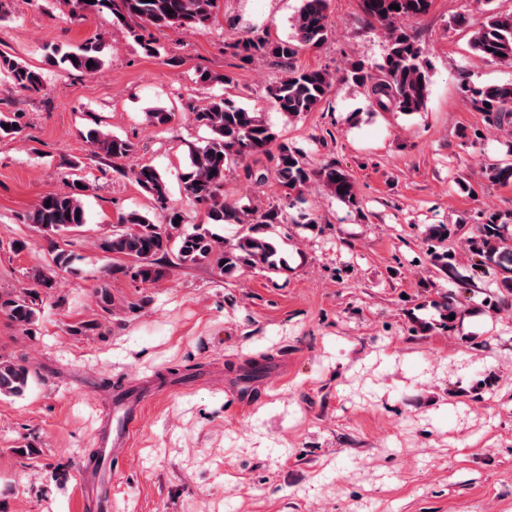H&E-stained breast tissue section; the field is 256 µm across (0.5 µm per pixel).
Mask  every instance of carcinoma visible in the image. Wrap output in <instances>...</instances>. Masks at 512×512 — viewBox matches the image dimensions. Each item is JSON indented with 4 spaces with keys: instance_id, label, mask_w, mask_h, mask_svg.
Masks as SVG:
<instances>
[{
    "instance_id": "cac0c4a2",
    "label": "carcinoma",
    "mask_w": 512,
    "mask_h": 512,
    "mask_svg": "<svg viewBox=\"0 0 512 512\" xmlns=\"http://www.w3.org/2000/svg\"><path fill=\"white\" fill-rule=\"evenodd\" d=\"M71 7V12H107L112 20L128 28L139 40L143 51L158 54L151 30L175 28L203 32L210 28L217 9V0H58ZM330 0H301L292 18L293 33L286 39H274L264 30L224 43V52L241 65L259 59H271L285 69V76L272 85L268 94L272 106L292 118L311 112L327 97L334 78L324 68L296 64L299 53L318 48L331 36ZM396 4L399 9L390 8ZM431 0H362L363 11L372 23L378 24L387 40L382 63L371 66L352 60L345 78L365 89L370 106L415 114L426 107L430 94L429 63L425 49L407 29L396 25L404 19L426 14ZM471 48L483 59L512 61V14H492L474 31ZM46 62L62 71L70 69L93 72L102 65V45L88 39L74 49L58 43L43 45ZM0 70L5 71L12 85L20 90L38 91L43 84L40 70L0 52ZM462 92L472 106L486 114L488 121L499 127L512 124V82L472 87L463 84ZM193 121L208 128L211 138L203 147L189 150L190 171L182 182L184 197L196 207L204 208L214 224L237 225L240 236L226 245L207 232L181 230L185 213L168 204L167 188L160 172L143 165L136 172V182L152 198L161 219L130 211L118 216L112 228L96 239L97 249L107 255L119 254L132 260L129 266L112 267L110 274H123L142 284H154L164 277L158 256L172 250L181 264L207 263L230 277L243 267H261L269 272L288 268L278 253L268 229L287 221L285 208L271 205L260 208L252 203L224 199V180L231 166L248 159L259 161L264 156L274 164V175L290 208L303 202V190L316 176L332 196L355 209L358 198L350 177L334 168L317 172L303 161L301 152L279 140L277 132L265 123L261 113L251 112L230 96L215 95L203 105H188ZM91 143L104 158L116 164L135 153V144L127 139L98 130L89 134ZM489 178L506 184L512 180V163L504 160L490 167ZM79 178H71L65 186L44 195L28 214L27 221L52 238L73 231L85 224L82 202L87 185L77 186ZM475 266L494 265L507 273L501 287L512 294V236L495 217L486 219L479 228V237L471 241ZM55 285L50 269H32L30 284L16 294L0 300V310L21 328L38 319L42 304L40 290ZM37 376L33 365L0 358V397H20Z\"/></svg>"
}]
</instances>
